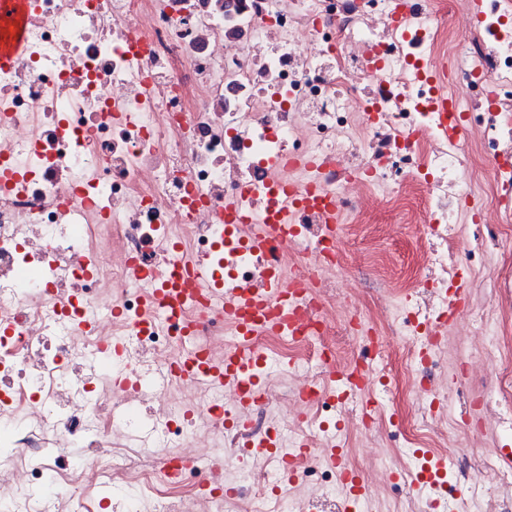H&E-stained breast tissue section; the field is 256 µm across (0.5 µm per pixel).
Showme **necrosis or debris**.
I'll return each mask as SVG.
<instances>
[{"mask_svg": "<svg viewBox=\"0 0 512 512\" xmlns=\"http://www.w3.org/2000/svg\"><path fill=\"white\" fill-rule=\"evenodd\" d=\"M37 2L0 70V512H94L104 489L115 512H255L219 489L275 483L281 460L231 466L271 439L307 445L298 468L332 495L322 451L370 419L373 449L512 437V376L481 381L476 432L439 397L461 284L468 350L512 364V0ZM379 203L416 232L400 281L367 220ZM178 250L227 291L278 277L299 332L241 336L212 294L146 313ZM244 339L284 375L247 434L224 421L229 389L168 371ZM182 458L196 486L174 478ZM464 479L512 512V466L488 456Z\"/></svg>", "mask_w": 512, "mask_h": 512, "instance_id": "obj_1", "label": "necrosis or debris"}]
</instances>
